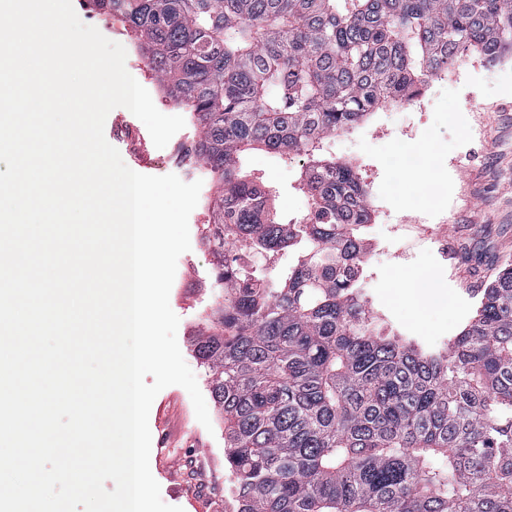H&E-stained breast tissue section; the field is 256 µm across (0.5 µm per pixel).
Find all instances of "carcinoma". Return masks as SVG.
<instances>
[{
	"mask_svg": "<svg viewBox=\"0 0 512 512\" xmlns=\"http://www.w3.org/2000/svg\"><path fill=\"white\" fill-rule=\"evenodd\" d=\"M128 24L198 130L216 259L195 353L233 512H512V263L430 349L374 315L371 207L326 142L471 50L512 53V0H89ZM302 158V217L243 169Z\"/></svg>",
	"mask_w": 512,
	"mask_h": 512,
	"instance_id": "1",
	"label": "carcinoma"
}]
</instances>
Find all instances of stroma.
<instances>
[{
  "label": "stroma",
  "instance_id": "1",
  "mask_svg": "<svg viewBox=\"0 0 512 512\" xmlns=\"http://www.w3.org/2000/svg\"><path fill=\"white\" fill-rule=\"evenodd\" d=\"M73 6L84 24L127 46L126 69L147 89L154 105H165L167 114H180V107L165 104L156 78L145 76L146 61L129 49L123 23L102 25L86 0H73ZM422 95L425 107L396 104L380 109L361 126L336 135L325 149L355 165L368 192L372 222L362 231L367 245L364 286L376 311L405 334L438 346L463 330L476 314L480 288L504 263L512 262V58L490 64L478 51H470L440 78L430 80ZM119 123L133 126L144 141L140 152L127 141H115L129 168L145 175L174 174L187 183L197 178L180 153L183 143L197 138L192 125L159 149L146 126L126 108L109 113L106 131ZM408 140L430 145L429 170H396L393 159ZM245 165L279 188L282 215L306 212L308 199L294 188L297 161L254 150ZM417 204L423 208V227L401 224V216ZM207 220L204 206H196L189 217L191 249L178 259L169 295L179 318L180 351L205 395L210 389L192 339L208 304L206 289L215 263L201 242ZM416 271L431 276L439 300L419 304L397 294V283ZM149 428L150 470L162 500L183 512H224L228 469L222 424L205 428L188 392L172 385L155 397ZM199 460L208 463L214 488L198 489L187 482L186 468Z\"/></svg>",
  "mask_w": 512,
  "mask_h": 512
}]
</instances>
